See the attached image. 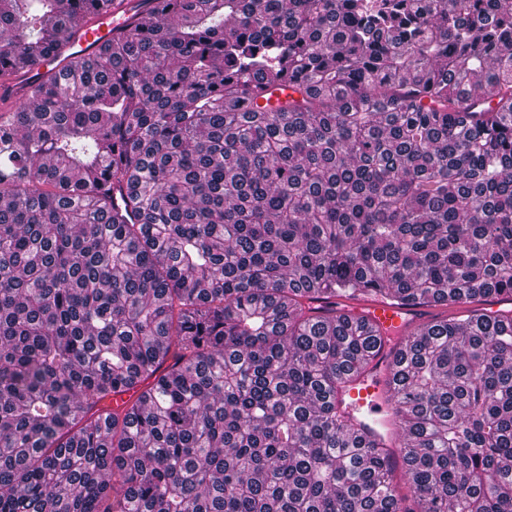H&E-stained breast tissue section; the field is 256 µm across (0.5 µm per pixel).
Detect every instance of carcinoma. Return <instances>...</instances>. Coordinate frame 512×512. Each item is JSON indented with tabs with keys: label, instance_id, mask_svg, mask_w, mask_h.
Returning a JSON list of instances; mask_svg holds the SVG:
<instances>
[{
	"label": "carcinoma",
	"instance_id": "cac0c4a2",
	"mask_svg": "<svg viewBox=\"0 0 512 512\" xmlns=\"http://www.w3.org/2000/svg\"><path fill=\"white\" fill-rule=\"evenodd\" d=\"M104 8L0 0V64ZM490 294L512 0H162L0 122V512H512V317L409 334L398 469L336 412L373 330L314 305ZM268 93L269 106L270 108H285L288 110L289 104L297 103L301 100V94L294 88H285L282 82L278 80H271L268 84V88L264 91V94Z\"/></svg>",
	"mask_w": 512,
	"mask_h": 512
}]
</instances>
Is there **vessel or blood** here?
Returning <instances> with one entry per match:
<instances>
[{
  "instance_id": "vessel-or-blood-1",
  "label": "vessel or blood",
  "mask_w": 512,
  "mask_h": 512,
  "mask_svg": "<svg viewBox=\"0 0 512 512\" xmlns=\"http://www.w3.org/2000/svg\"><path fill=\"white\" fill-rule=\"evenodd\" d=\"M133 0H110L107 8L89 16L76 27H65L55 47L36 61L19 59L14 68L0 72V97L13 96L18 80L39 84L45 76L61 75L73 58L91 59L112 38V31L131 14ZM270 108H285L300 101V93L282 82L270 81ZM336 311L365 319L376 332L377 344L366 366L336 392V407L352 419L365 436L399 446L398 415L390 396V382L396 350L406 333L433 322L442 306L430 303H402L381 297H336Z\"/></svg>"
}]
</instances>
